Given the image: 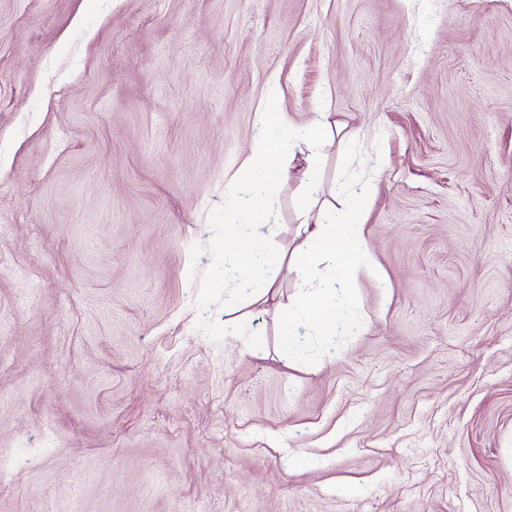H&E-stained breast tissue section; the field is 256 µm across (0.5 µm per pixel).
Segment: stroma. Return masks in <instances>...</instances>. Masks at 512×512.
Returning <instances> with one entry per match:
<instances>
[{"label":"stroma","instance_id":"35a3bbf8","mask_svg":"<svg viewBox=\"0 0 512 512\" xmlns=\"http://www.w3.org/2000/svg\"><path fill=\"white\" fill-rule=\"evenodd\" d=\"M273 86L391 283L296 354L224 277ZM0 448V512H512V0H0Z\"/></svg>","mask_w":512,"mask_h":512}]
</instances>
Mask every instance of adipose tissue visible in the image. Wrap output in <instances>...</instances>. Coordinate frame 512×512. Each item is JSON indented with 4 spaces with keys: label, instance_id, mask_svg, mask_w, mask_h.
Listing matches in <instances>:
<instances>
[{
    "label": "adipose tissue",
    "instance_id": "obj_1",
    "mask_svg": "<svg viewBox=\"0 0 512 512\" xmlns=\"http://www.w3.org/2000/svg\"><path fill=\"white\" fill-rule=\"evenodd\" d=\"M259 126V135L241 163L242 185L251 205L250 223L224 226V250L236 259L225 273L246 287L265 277L262 262L252 257L253 245L277 234L271 212L282 183L294 177L308 186L318 180L322 157L317 145L332 132L322 112L304 130L292 131L274 92L263 105ZM297 208L301 216L298 244L288 265L302 275L308 290L295 307L281 311L284 342L290 348L298 345L295 328L299 323L312 324L325 335L345 324V298L359 275L370 276L377 287L388 285L372 263L364 224L338 221L334 209L308 194L298 199Z\"/></svg>",
    "mask_w": 512,
    "mask_h": 512
}]
</instances>
